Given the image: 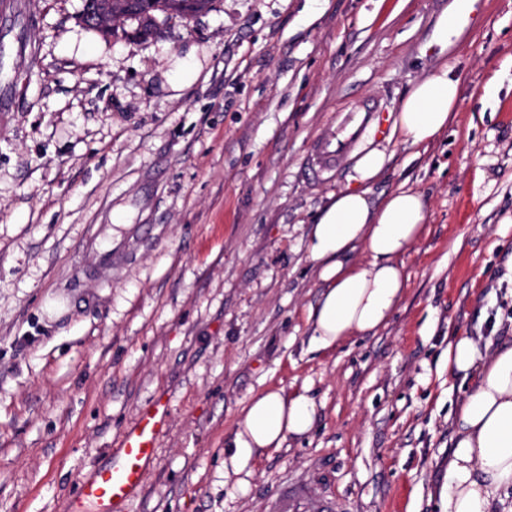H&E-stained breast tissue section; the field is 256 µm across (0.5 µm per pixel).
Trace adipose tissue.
I'll use <instances>...</instances> for the list:
<instances>
[{"mask_svg":"<svg viewBox=\"0 0 512 512\" xmlns=\"http://www.w3.org/2000/svg\"><path fill=\"white\" fill-rule=\"evenodd\" d=\"M459 104V81L440 66L402 98L393 132L408 146L425 148L448 128ZM385 154L373 150L357 162L351 187L331 195L310 228L308 259L321 292L308 310L309 346L317 352L376 334L405 295L401 258L421 239L427 217L423 194L405 188L373 201L368 185L383 171ZM448 371L473 385L451 415L445 512H494L512 488V342L484 350L478 337H455ZM314 400L268 387L252 395L228 437L225 468L242 473L252 459L308 434Z\"/></svg>","mask_w":512,"mask_h":512,"instance_id":"1","label":"adipose tissue"}]
</instances>
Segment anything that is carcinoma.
<instances>
[{"instance_id": "1", "label": "carcinoma", "mask_w": 512, "mask_h": 512, "mask_svg": "<svg viewBox=\"0 0 512 512\" xmlns=\"http://www.w3.org/2000/svg\"><path fill=\"white\" fill-rule=\"evenodd\" d=\"M144 7L132 15L127 8L128 0H112V13L101 11L102 0H83L82 12L100 11L103 26L100 32L116 35V25L134 20L137 22L136 34L150 36L155 34L159 27V17H180L188 19L198 13L212 9L215 0H142Z\"/></svg>"}]
</instances>
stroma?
I'll use <instances>...</instances> for the list:
<instances>
[{"instance_id": "35a3bbf8", "label": "stroma", "mask_w": 512, "mask_h": 512, "mask_svg": "<svg viewBox=\"0 0 512 512\" xmlns=\"http://www.w3.org/2000/svg\"><path fill=\"white\" fill-rule=\"evenodd\" d=\"M0 23V512H88L77 484L139 412L169 403L132 512H267L288 482L338 512H444L448 342L512 338V0L432 42L459 0H216L113 38L83 0ZM448 63L461 102L425 152L387 134L372 184L428 205L387 327L311 351L310 223L339 176L304 160L337 108ZM306 393L317 421L224 475L251 395Z\"/></svg>"}]
</instances>
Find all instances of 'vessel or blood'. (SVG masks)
<instances>
[{
  "label": "vessel or blood",
  "mask_w": 512,
  "mask_h": 512,
  "mask_svg": "<svg viewBox=\"0 0 512 512\" xmlns=\"http://www.w3.org/2000/svg\"><path fill=\"white\" fill-rule=\"evenodd\" d=\"M387 106L381 97L359 100L338 110L336 119L324 128L306 163L312 178L341 171L367 139L385 137ZM169 418L166 400L158 399L143 407L132 426L119 436L107 465L80 480L81 504L91 512H128L129 505L142 489L147 469L159 449ZM334 497L317 495L307 485L294 482L279 491L270 512H336Z\"/></svg>",
  "instance_id": "1"
}]
</instances>
